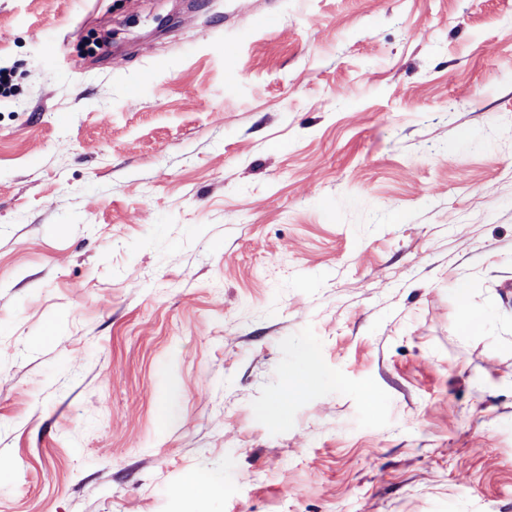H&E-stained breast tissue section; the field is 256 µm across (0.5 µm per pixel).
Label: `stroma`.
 <instances>
[{
    "label": "stroma",
    "mask_w": 512,
    "mask_h": 512,
    "mask_svg": "<svg viewBox=\"0 0 512 512\" xmlns=\"http://www.w3.org/2000/svg\"><path fill=\"white\" fill-rule=\"evenodd\" d=\"M0 66V512H512V0H0Z\"/></svg>",
    "instance_id": "35a3bbf8"
}]
</instances>
